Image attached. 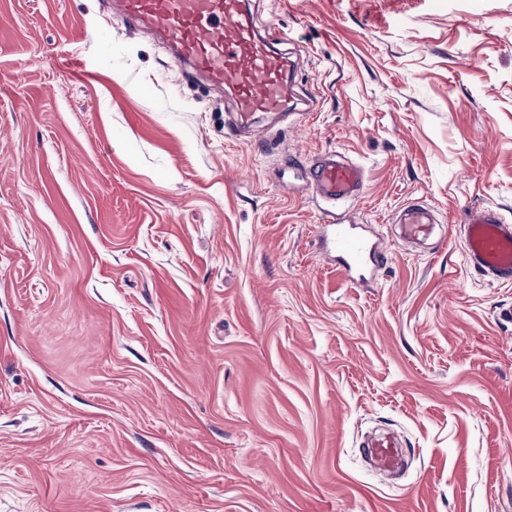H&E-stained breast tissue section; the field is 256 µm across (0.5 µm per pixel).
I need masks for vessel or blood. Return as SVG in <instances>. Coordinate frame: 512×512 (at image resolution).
<instances>
[{
    "mask_svg": "<svg viewBox=\"0 0 512 512\" xmlns=\"http://www.w3.org/2000/svg\"><path fill=\"white\" fill-rule=\"evenodd\" d=\"M109 8L128 25L158 33L182 66L224 88L235 110L233 125L249 132L255 113L291 112L288 60L276 51L282 34L258 32L247 0H108ZM313 194L333 204L361 193L365 174L357 164L329 153L317 158L306 173ZM400 237L413 243L429 238L437 222L423 204L403 207L397 216ZM320 243L335 254L347 281L364 284L368 274L387 264L380 241L360 233L336 212H328ZM468 264L491 280L512 283V222L494 207L470 209L463 224ZM369 456L385 471L400 461L398 444L388 436L366 442Z\"/></svg>",
    "mask_w": 512,
    "mask_h": 512,
    "instance_id": "vessel-or-blood-1",
    "label": "vessel or blood"
}]
</instances>
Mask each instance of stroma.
I'll return each mask as SVG.
<instances>
[{"label": "stroma", "instance_id": "1", "mask_svg": "<svg viewBox=\"0 0 512 512\" xmlns=\"http://www.w3.org/2000/svg\"><path fill=\"white\" fill-rule=\"evenodd\" d=\"M249 8L312 101L252 141L107 0H0V512H512V284L460 236L512 221V0ZM331 151L389 252L360 288L304 179ZM400 238L409 243L429 238L437 224L433 210L423 204H410L403 207L397 216ZM362 447L382 470H393L399 464L401 447L390 436L372 438Z\"/></svg>", "mask_w": 512, "mask_h": 512}]
</instances>
